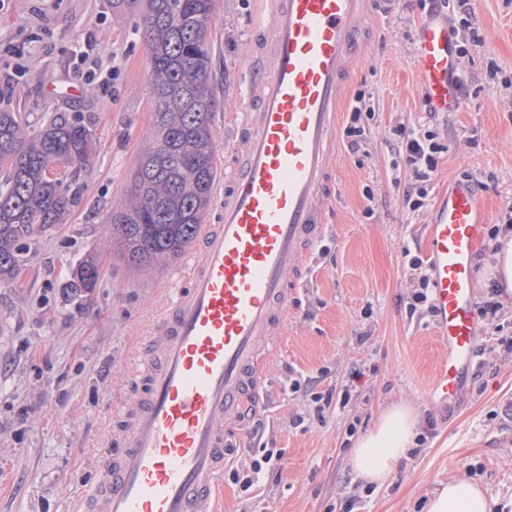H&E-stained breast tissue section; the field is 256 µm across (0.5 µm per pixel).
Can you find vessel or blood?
Returning <instances> with one entry per match:
<instances>
[{"instance_id":"b4317fda","label":"vessel or blood","mask_w":512,"mask_h":512,"mask_svg":"<svg viewBox=\"0 0 512 512\" xmlns=\"http://www.w3.org/2000/svg\"><path fill=\"white\" fill-rule=\"evenodd\" d=\"M246 73L249 106L187 287L153 325L137 392L78 512H217L224 427L261 406L262 348L288 320L305 261L325 231L336 127L365 52L366 0H262ZM412 67L424 106L456 112V33L435 12L419 24ZM489 221L474 180L449 182L426 226L434 331L445 357L428 395L451 404L479 338L473 261Z\"/></svg>"}]
</instances>
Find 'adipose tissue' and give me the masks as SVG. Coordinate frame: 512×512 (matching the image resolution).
I'll list each match as a JSON object with an SVG mask.
<instances>
[{
    "label": "adipose tissue",
    "mask_w": 512,
    "mask_h": 512,
    "mask_svg": "<svg viewBox=\"0 0 512 512\" xmlns=\"http://www.w3.org/2000/svg\"><path fill=\"white\" fill-rule=\"evenodd\" d=\"M415 435L413 411L403 406L387 410L380 424L359 439L352 450L357 478L370 484H383L411 447ZM425 512H490V506L476 484L463 478H452L447 485L434 491L426 503Z\"/></svg>",
    "instance_id": "ef3b65f1"
}]
</instances>
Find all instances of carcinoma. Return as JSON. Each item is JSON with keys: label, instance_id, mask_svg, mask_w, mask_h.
Listing matches in <instances>:
<instances>
[{"label": "carcinoma", "instance_id": "obj_1", "mask_svg": "<svg viewBox=\"0 0 512 512\" xmlns=\"http://www.w3.org/2000/svg\"><path fill=\"white\" fill-rule=\"evenodd\" d=\"M135 18L150 51L152 140L130 173L128 202L108 216L115 255L150 273L178 260L197 238L217 177L212 120L211 24L216 0H112ZM164 150L156 151L158 142ZM92 131L76 115L28 130L0 109V281L14 283L27 262L25 240L60 224L76 203L70 183L49 175L66 156L71 170L88 162ZM93 257L74 273V289L99 278Z\"/></svg>", "mask_w": 512, "mask_h": 512}]
</instances>
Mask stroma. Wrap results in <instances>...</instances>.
<instances>
[{"label":"stroma","mask_w":512,"mask_h":512,"mask_svg":"<svg viewBox=\"0 0 512 512\" xmlns=\"http://www.w3.org/2000/svg\"><path fill=\"white\" fill-rule=\"evenodd\" d=\"M260 0H218L211 25L218 109L216 165L225 171L244 74L255 49ZM368 45L349 97L375 112L361 151L337 132L336 199L315 246L288 324L264 351V405L249 434L224 435V512H424L449 478L482 490L491 512H512V293L481 322L472 380L452 407L427 396L442 360L431 312L409 313L424 255L425 227L449 180L471 177L498 223L512 206V0H471L469 18L444 0L441 12L466 49L460 111L428 115L411 66L420 0L379 9L369 0ZM94 70L93 81L84 78ZM149 49L112 0H0V108L30 127L82 115L93 132L79 198L64 223L29 240L16 284H0V512H69L82 480L112 445L134 395L142 339L171 289L186 287L188 257L149 274L113 256L107 218L128 199L129 176L150 135ZM432 130L447 144L423 208L404 201L411 182L392 146L395 128ZM96 256L94 288L73 291L76 267ZM360 380L349 381L351 370ZM352 383L349 404L318 408L313 393ZM417 415L425 442L409 449L387 482L366 489L351 450L389 408ZM281 458L250 489L232 479L265 450Z\"/></svg>","instance_id":"1"}]
</instances>
